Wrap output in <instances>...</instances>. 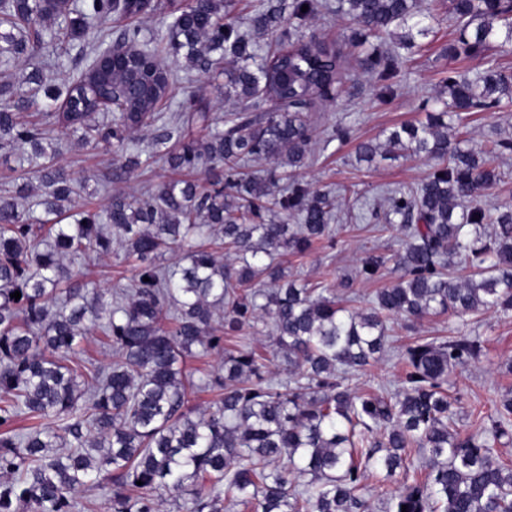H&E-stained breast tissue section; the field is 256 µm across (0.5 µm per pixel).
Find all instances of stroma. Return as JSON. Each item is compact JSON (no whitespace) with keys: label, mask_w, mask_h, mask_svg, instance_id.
<instances>
[{"label":"stroma","mask_w":512,"mask_h":512,"mask_svg":"<svg viewBox=\"0 0 512 512\" xmlns=\"http://www.w3.org/2000/svg\"><path fill=\"white\" fill-rule=\"evenodd\" d=\"M317 2L319 7L309 18L306 30L339 44L346 58L343 90L314 108L312 156L309 164L299 170L298 177L312 187L332 190L336 200V242L318 243L305 254H287L281 261L290 278L323 283L362 307L377 289L389 286L401 274L391 262L381 279L363 280L357 275L362 257L371 250L390 256L403 247L397 228L376 231L375 226L382 223L383 217L364 208L363 203L382 199L390 189L416 186L424 179L429 164L423 159L404 157L360 162L356 159L358 143L380 140L395 128L425 121L427 113L440 111L441 99L448 96L445 79L449 71L469 74L484 68L485 63L443 56V49L458 38L459 27L448 14V0H424L439 16L440 23L427 38L421 39L419 48L402 55L397 64L396 93L387 99L380 98L375 77L363 68L359 49L349 42L350 22L326 14V0ZM199 92L205 93L215 116L231 110V103L224 99L221 70L197 74L192 81L176 84L173 102L181 104ZM462 123L468 145L478 149L486 148L492 139L512 138V108L506 106L463 114ZM336 126L349 128L350 138L328 141V134ZM55 136L61 143L60 161L77 178L81 197L92 198L98 204H106L116 191L140 193L155 189L170 176L167 168L153 161L127 181L106 182L104 176L113 164L112 153L83 144L78 135L69 131H56ZM388 327L386 354L378 363L350 378L353 391L397 390L404 366L402 354L408 344L420 336L441 341L462 332L481 337L484 348L478 359L458 369L448 388L457 400V427L461 434L471 432L475 416L493 415L498 395L512 390V371L506 368L512 361V314L487 312L462 319L438 316L418 321L396 317Z\"/></svg>","instance_id":"obj_1"}]
</instances>
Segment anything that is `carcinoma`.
<instances>
[{"mask_svg":"<svg viewBox=\"0 0 512 512\" xmlns=\"http://www.w3.org/2000/svg\"><path fill=\"white\" fill-rule=\"evenodd\" d=\"M238 2L167 0L166 33L146 39L126 29L110 45L106 20L155 6L69 0L58 10L0 0V152L23 151L40 185L11 190L12 168L0 191V512H73L74 494L88 484L108 494L111 512H165L166 503L224 512L226 500L254 502L258 512H369L367 470L392 477L421 468L425 479L403 482L386 512H512V462L495 449L512 425V391L496 403L491 428L480 419L462 437L445 389L480 355L479 337L414 341L394 394L353 393L347 384L377 361L395 316L512 312V208L480 200L501 181L498 159L512 153V139L465 148L459 127L438 112L359 143L363 161L431 162L420 184L387 197L386 223L404 237L395 255L402 275L366 308L290 279L282 255L335 243L334 200L295 179L281 187L275 173L261 176L249 163L266 160L285 174L307 163L305 110L339 88L342 56L335 42L303 32L314 0H260L244 23ZM451 6L461 28L448 57L484 58L495 43L512 44V0ZM335 13L355 25L361 65L383 81L437 20L417 0H336ZM273 28L276 40L255 38ZM384 34L392 46L370 42ZM77 41L88 65L51 95L59 111H45L43 69L60 65ZM169 57L183 59L187 77L224 63V96L234 105L224 127L202 94L168 111L171 72L149 89ZM35 59L39 66L15 80L12 69ZM445 83L457 116L512 102V75L497 66ZM57 127L119 153L114 180L139 169L144 153L174 177L151 192H115L103 207L79 202L51 142ZM143 130L147 150H128ZM30 193L46 219L21 204ZM167 254L174 261L165 265ZM111 255L134 275L102 289L88 264ZM388 263L369 251L360 275L377 280ZM261 324L272 325L273 352L293 376L286 386L265 378L254 349H224V336ZM93 333L112 348L107 368L72 358ZM197 352L224 354L204 381L218 399L203 413L189 405L195 381L184 367ZM21 417L36 424L17 433L11 426Z\"/></svg>","mask_w":512,"mask_h":512,"instance_id":"cac0c4a2","label":"carcinoma"}]
</instances>
